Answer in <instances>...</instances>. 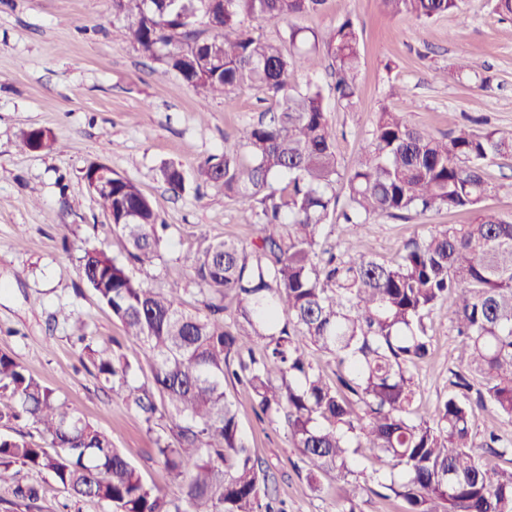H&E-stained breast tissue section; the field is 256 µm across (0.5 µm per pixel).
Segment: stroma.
I'll return each mask as SVG.
<instances>
[{
  "label": "stroma",
  "instance_id": "35a3bbf8",
  "mask_svg": "<svg viewBox=\"0 0 512 512\" xmlns=\"http://www.w3.org/2000/svg\"><path fill=\"white\" fill-rule=\"evenodd\" d=\"M347 12L360 34L354 99H337L332 61L324 56L316 69L293 80L299 87L321 85L343 171L354 169L385 109L439 136L457 123L479 133L512 130V19L498 15L491 0H466L462 10L428 20L391 16L380 0H324L318 11L292 16L287 24L248 19L244 27L282 43L290 54L288 28L317 33ZM466 57L477 58L483 68L478 76L461 79L453 70ZM275 108L263 89L247 83L231 102L220 97L199 102L178 75L144 58L126 40L112 0H0V351L108 433L145 483L171 496L179 488L154 456V433L99 376L74 339L73 322L52 319L59 308L73 311L94 349L123 354L137 382L150 378L148 350L126 339L122 325L78 273L86 248L125 256L83 172L93 163L107 165L152 200L168 230L149 284L177 291L192 311L203 295L192 280L191 258L212 240L247 242L257 234L255 225L242 223L239 198L198 186L196 167L209 155L222 154L225 139ZM31 127L51 129L50 148L22 150L20 132ZM164 163L184 170L183 195L172 196L159 181ZM473 220L469 210L411 211L360 225L333 221L326 233L332 244L360 239L378 260L390 262L408 240ZM453 305L446 299L431 313L432 355L413 371L419 413L428 419L459 368L458 338L448 318ZM224 392L288 512H336L346 481L330 472L320 476L318 488H310L286 430L259 421L251 395L241 387L228 384ZM17 479L19 485L39 487L40 498L29 502L2 488L0 512H109L103 502L68 501L47 474L23 468Z\"/></svg>",
  "mask_w": 512,
  "mask_h": 512
}]
</instances>
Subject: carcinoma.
I'll return each mask as SVG.
<instances>
[{
    "label": "carcinoma",
    "mask_w": 512,
    "mask_h": 512,
    "mask_svg": "<svg viewBox=\"0 0 512 512\" xmlns=\"http://www.w3.org/2000/svg\"><path fill=\"white\" fill-rule=\"evenodd\" d=\"M323 2L112 0L130 41L198 98L228 101L250 83L277 100L278 111L242 131L241 145L225 146L196 172L200 183L241 198V220L259 225V234L248 244L211 241L193 257V280L210 292L195 312L175 292L134 279L102 250L80 258L81 279L126 336L152 353L150 382L136 384L122 356L99 357L86 336L77 341L146 424L158 412L155 395L162 396L168 423L154 452L178 495L146 485L106 432L7 352H0V397L14 406L0 420H32L61 451L23 435L0 438V488L15 481L13 466L20 465L111 512H283L273 507L272 480L226 399L224 382L233 380L251 391L259 415L285 424L311 482L326 471L355 475L362 453L391 466L381 487L404 512H512V469L497 463L512 456V442L493 432L478 446L472 438L476 405L489 402L512 421V220L481 207L492 192L512 196V180L492 185L485 178L488 165L512 157V131L457 125L437 137L384 110L356 168L342 172L319 86L291 81L324 50L337 97L355 96L360 36L352 17L311 35L288 29L297 48L290 56L242 29L244 17L279 23ZM380 2L392 16L430 19L464 0ZM200 16L208 20L207 38L195 29ZM35 141L50 147L51 130L21 132L23 149ZM157 175L173 195L185 192L179 166L164 163ZM110 177L96 195L126 243L127 260L146 272L160 257L167 225L135 183L113 170ZM281 178L288 183L280 191L274 183ZM339 187L346 190L340 211ZM433 209H472L476 218L406 245L391 263L358 240L340 252L326 245L324 227L335 214L366 224ZM450 294L461 369L451 372L453 390L428 421L414 409L413 369L431 356L425 319ZM312 348L332 356L333 377L312 364Z\"/></svg>",
    "instance_id": "1"
}]
</instances>
